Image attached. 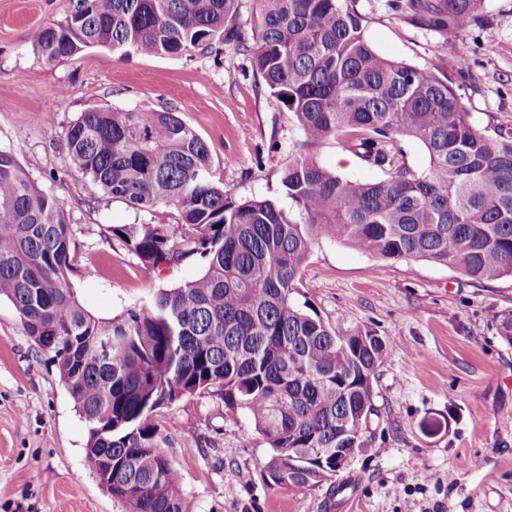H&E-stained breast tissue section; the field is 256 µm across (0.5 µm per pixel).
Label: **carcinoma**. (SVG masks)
Returning <instances> with one entry per match:
<instances>
[{
    "mask_svg": "<svg viewBox=\"0 0 512 512\" xmlns=\"http://www.w3.org/2000/svg\"><path fill=\"white\" fill-rule=\"evenodd\" d=\"M485 0H408L413 18L451 39ZM237 0H71L44 28L49 61L88 48L184 55L234 39L264 87L295 116L303 153L281 175L292 205L234 202L211 180L206 142L176 112L93 106L65 133L71 161L135 208L172 206L177 224H120L112 238L153 268L191 256L196 279L151 307L102 321L68 281L72 228L58 199L0 151V298L50 354L88 426L86 463L128 512H186L162 449L157 410L210 391L245 411L272 454V482L317 487L336 475L345 429L377 414L373 379L389 354L370 330L336 333L295 301L315 236L383 259L452 265L475 280L512 276V136L469 120L438 67L389 61L364 36L356 0H258L253 41L224 28ZM419 140L429 169L403 161ZM334 138L384 177L344 180L311 149ZM72 342L50 346L49 337ZM322 456L288 468V449Z\"/></svg>",
    "mask_w": 512,
    "mask_h": 512,
    "instance_id": "obj_1",
    "label": "carcinoma"
}]
</instances>
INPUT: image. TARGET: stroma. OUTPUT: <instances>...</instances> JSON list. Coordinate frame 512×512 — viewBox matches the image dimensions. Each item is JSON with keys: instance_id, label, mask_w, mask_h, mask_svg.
<instances>
[{"instance_id": "1", "label": "stroma", "mask_w": 512, "mask_h": 512, "mask_svg": "<svg viewBox=\"0 0 512 512\" xmlns=\"http://www.w3.org/2000/svg\"><path fill=\"white\" fill-rule=\"evenodd\" d=\"M69 0H0V151L14 153L73 231L70 283L93 316L150 307L158 289L196 278L198 257L151 268L111 239L118 224H174L160 206L137 210L71 164L67 128L95 105L172 110L208 145L210 171L235 201L274 198L301 152L296 118L256 79L236 42L179 56L91 48L55 61L37 37ZM364 34L382 57L444 69L470 119L512 134V0H486L453 42L419 25L407 0H356ZM468 69H459V61ZM348 181L381 179L336 139L313 150ZM295 299L339 334L363 328L391 353L377 369L372 448L340 471L342 494L265 477L271 450L248 416L210 392L156 413L163 450L180 474L188 512H512V277L475 281L450 265L384 260L318 236ZM88 429L47 352L0 299V512H126L85 461Z\"/></svg>"}]
</instances>
